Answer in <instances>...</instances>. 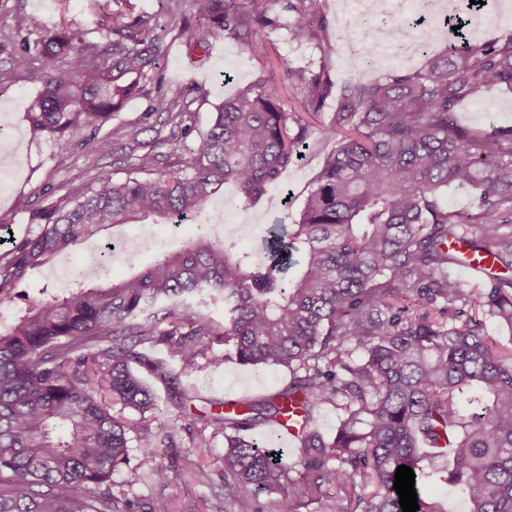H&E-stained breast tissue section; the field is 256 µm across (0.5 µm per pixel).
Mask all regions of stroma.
I'll return each mask as SVG.
<instances>
[{
    "label": "stroma",
    "mask_w": 512,
    "mask_h": 512,
    "mask_svg": "<svg viewBox=\"0 0 512 512\" xmlns=\"http://www.w3.org/2000/svg\"><path fill=\"white\" fill-rule=\"evenodd\" d=\"M347 2L318 0L317 9L327 18L329 28L325 34L304 40H294L287 19H280L277 27L266 32L278 56L264 65L243 55L238 43L231 39H214L206 58L189 55L179 25L182 17L191 14L190 0H179L176 9L170 12L159 11L156 0H139V5L161 14L165 38L157 71L167 89L184 92V123L196 135L209 129L214 107L220 99L253 81L259 71L279 78L281 63L293 68L325 70L337 86L346 81L350 59L367 45L362 37L350 44L336 38L338 27L355 26L359 18L357 12L348 8ZM326 39L335 42V56H323L321 44ZM44 67V61H36L32 68L12 73L8 82L0 87V111L11 118L19 156L18 165L0 180V214L10 215L13 231L18 235L27 230L31 211L63 196L76 195L97 172L121 178L125 168L136 158L130 148L132 140L148 142L164 138L165 143L159 148L162 168L179 166L178 156L166 143L172 133L171 126L165 113L153 111L155 91L150 87L128 100L100 130V138L108 142L103 157L93 158L78 146L63 148L51 140L34 137L27 107L40 88L39 77ZM457 120L477 131L488 129L492 124L512 126V91L499 88L482 91L478 100L460 105ZM333 147V142L323 140L319 133H312L302 156L289 165L277 182L268 186L256 204L233 211V222L241 227L240 232L233 235L239 250L252 251L265 246L268 238L282 233L284 225L298 219L323 159ZM153 355L166 363L174 378L165 382L145 375V383L156 396L151 415L156 423L175 425V445L159 449L151 458L142 457L139 449H132L131 463L139 467L143 480L130 489L129 496L146 504L167 501L171 512H231L233 480L224 472L223 437H210L205 445H198L196 431L187 430L186 421L171 396L177 392L188 393L193 398L194 413L203 414L210 412L216 401L270 394L287 384L290 375L284 368L271 370L228 358L216 362L201 360L195 373L184 376L166 346H156ZM171 465L182 473L179 483L167 484L153 479L154 470Z\"/></svg>",
    "instance_id": "obj_1"
}]
</instances>
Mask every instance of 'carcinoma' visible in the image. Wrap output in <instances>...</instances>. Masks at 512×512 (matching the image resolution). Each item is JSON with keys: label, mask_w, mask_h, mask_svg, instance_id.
Segmentation results:
<instances>
[{"label": "carcinoma", "mask_w": 512, "mask_h": 512, "mask_svg": "<svg viewBox=\"0 0 512 512\" xmlns=\"http://www.w3.org/2000/svg\"><path fill=\"white\" fill-rule=\"evenodd\" d=\"M90 2L83 26L49 27L14 10L12 26L0 28V64L48 62L28 106L31 130L65 148L80 133L92 155L107 149L98 134L112 113L155 81L163 35L158 13L133 0ZM316 2L191 0L195 26L184 18L180 32L191 31L190 53L203 58L224 36L261 60L271 50L262 33L280 14L295 40L325 28ZM371 54L349 63L352 79L319 128L336 146L262 265L231 239L200 237L122 280L76 272L77 287L41 288L17 308L29 271L115 227L150 216L181 224L227 183L238 189L227 208L252 205L305 146L331 94L323 69L285 63L280 82L261 74L218 104L198 137L172 134L177 169L159 168L157 144L137 140L143 154L124 179L99 172L80 195L31 213L28 232L0 252V512H138L126 498L142 480L131 442L153 456L174 446L175 427L133 422L155 398L131 364L162 370L150 355L161 343L182 374L215 343L243 364L288 369L281 389L224 402L201 420L198 436H224L232 512H256L258 492L285 487L324 512H403L400 465L415 474L417 512H453L422 491L435 474L464 512H512V347L484 329L487 317L512 326V127L475 133L453 118L485 89L512 90V36L450 46L376 83L360 78ZM283 87L301 111L284 109ZM180 96L158 91L152 111L181 126ZM453 185L472 189V210L448 208ZM454 240L498 269L475 292L454 275ZM220 301L222 323L210 312ZM469 391L478 412L461 405ZM324 404L339 415L332 437L315 424ZM290 414L301 421L297 458L250 437ZM330 483L344 492L334 503L325 500Z\"/></svg>", "instance_id": "1"}]
</instances>
